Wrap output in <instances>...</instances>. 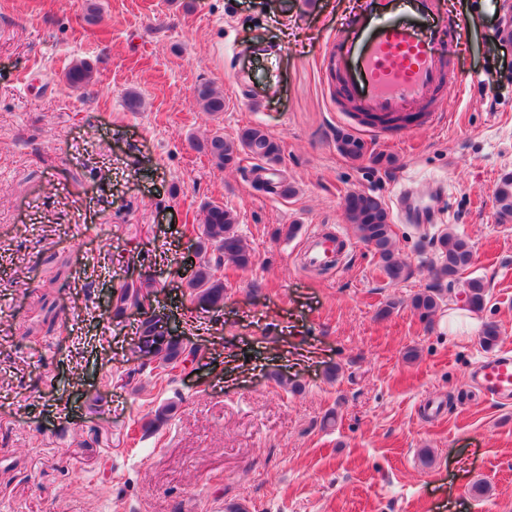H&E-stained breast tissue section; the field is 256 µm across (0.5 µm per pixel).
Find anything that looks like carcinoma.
<instances>
[{
  "instance_id": "1",
  "label": "carcinoma",
  "mask_w": 512,
  "mask_h": 512,
  "mask_svg": "<svg viewBox=\"0 0 512 512\" xmlns=\"http://www.w3.org/2000/svg\"><path fill=\"white\" fill-rule=\"evenodd\" d=\"M64 77L70 88L81 89L91 82L93 68L89 62L78 60L70 64ZM194 103L202 111L216 114L224 111V94L209 83H201L194 89ZM336 144L338 151L351 160H360L367 152L365 142L350 133L339 135ZM194 147L222 169L236 165L243 152L272 168L281 163L279 143L259 127H245L233 140L216 133L196 141ZM494 196L500 216L512 217L511 174L501 177ZM201 214L200 223L192 225L191 231L196 234L197 249L205 258L186 279V288L191 301L201 309L219 310L224 307V279L220 275L224 264L246 269L254 264L255 253L237 231L238 218L233 210L207 203L201 208ZM345 214L358 239L378 257L387 277L393 282L404 279L409 265L394 245L393 225L381 199L366 193H351L345 198ZM438 243L435 284L411 298L412 309L420 321L428 325L432 324L443 301L441 282L454 283L458 275L471 267L473 260L472 246L462 236L448 231ZM153 295V283L148 279L125 282L112 294L113 313L121 316L134 307L148 309ZM466 296L469 309L474 312L484 309L487 294L481 280L469 279ZM160 322V315L150 313L141 321L137 336V349L150 355L149 362L154 364L150 371L158 377L164 372L187 366L201 355V349L192 345L190 339L162 332ZM174 413V404L158 405L150 412V418L143 425L144 430H160Z\"/></svg>"
}]
</instances>
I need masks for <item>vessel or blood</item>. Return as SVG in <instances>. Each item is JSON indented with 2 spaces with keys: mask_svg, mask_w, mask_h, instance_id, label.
<instances>
[{
  "mask_svg": "<svg viewBox=\"0 0 512 512\" xmlns=\"http://www.w3.org/2000/svg\"><path fill=\"white\" fill-rule=\"evenodd\" d=\"M464 32L461 22L448 27L439 0H361L349 31L335 42L349 96L362 111L384 115L423 107L427 121L442 126L444 111L428 102L451 73L445 40H461ZM396 206L413 223L434 221L413 188L400 192ZM306 260L313 266L335 263V238L311 235ZM478 378L489 398L511 396L512 359L484 361Z\"/></svg>",
  "mask_w": 512,
  "mask_h": 512,
  "instance_id": "b4317fda",
  "label": "vessel or blood"
}]
</instances>
